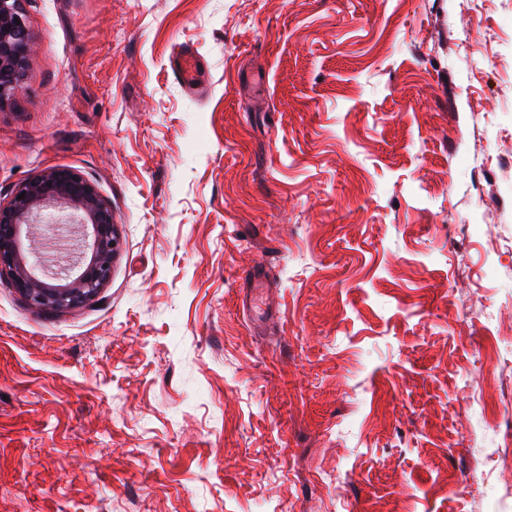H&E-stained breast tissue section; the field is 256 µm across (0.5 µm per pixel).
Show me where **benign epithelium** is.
<instances>
[{"label": "benign epithelium", "instance_id": "benign-epithelium-1", "mask_svg": "<svg viewBox=\"0 0 512 512\" xmlns=\"http://www.w3.org/2000/svg\"><path fill=\"white\" fill-rule=\"evenodd\" d=\"M34 47L21 0H0V107L22 91ZM49 207L91 229L88 261L59 266L50 274L52 282L43 266L20 252L23 226L43 223ZM119 248L112 208L74 168H52L28 178L0 201V277L8 278L31 308L64 311L94 299L111 278Z\"/></svg>", "mask_w": 512, "mask_h": 512}]
</instances>
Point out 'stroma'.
<instances>
[{
  "instance_id": "35a3bbf8",
  "label": "stroma",
  "mask_w": 512,
  "mask_h": 512,
  "mask_svg": "<svg viewBox=\"0 0 512 512\" xmlns=\"http://www.w3.org/2000/svg\"><path fill=\"white\" fill-rule=\"evenodd\" d=\"M22 5L0 200L74 168L121 247L0 280V512H512V0ZM200 57L193 49H184L173 61L171 70L176 80L190 91L199 93L203 87L199 83Z\"/></svg>"
}]
</instances>
